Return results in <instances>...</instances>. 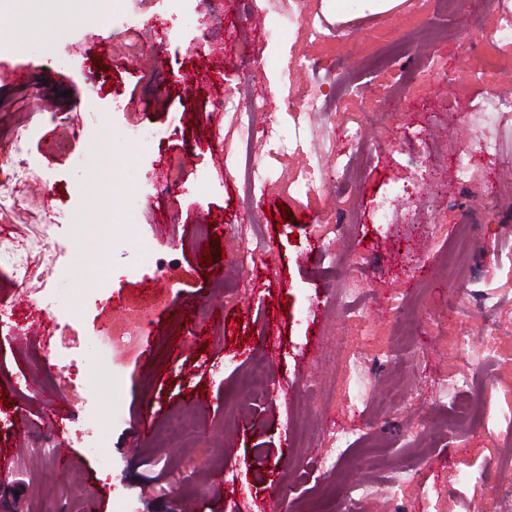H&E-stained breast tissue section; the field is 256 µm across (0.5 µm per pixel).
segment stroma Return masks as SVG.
<instances>
[{
  "label": "stroma",
  "instance_id": "obj_1",
  "mask_svg": "<svg viewBox=\"0 0 512 512\" xmlns=\"http://www.w3.org/2000/svg\"><path fill=\"white\" fill-rule=\"evenodd\" d=\"M327 32L365 51L376 50L386 36L402 53L386 71L363 72L353 59L349 72L364 73L363 103L377 108L367 139L374 153L352 185L339 196H309L293 190L306 157L269 158L270 182L289 185L286 193L259 196L253 212L273 238L268 260L240 272L239 243L229 225L241 223L239 201L243 160L237 120L220 107L224 82L248 69L258 90L266 92L270 111L285 122H299L316 149L326 134L325 115L286 113L284 99L292 83L303 82V54L330 63L328 47H308L299 33L265 40L263 29L298 9L297 0H197L172 13L169 0H124L123 17L114 25L92 20L68 24L66 0H39L38 18L55 20L59 33L49 41L29 35L32 17H9L21 51L0 48V149L15 138L27 142L28 161L0 163V238H10L27 253L36 273L31 282H15L11 267L0 262V303L35 300L50 292L55 311L66 315L78 344L72 351L76 384L88 398L85 408H70L62 429L45 416L64 397L48 364V339L27 334L29 312L19 306L10 336H0V512H235L238 500L265 512H353L348 488L373 480L380 493L375 512H396L407 502L412 512H488L485 488L500 451L512 447V165L479 157L475 180L450 182L451 159L466 141L482 88L464 83V75L486 59H512V41L498 40L497 16L481 0H458L432 43L406 22L408 0L376 14H357L355 0L340 21L327 0H310ZM161 42L163 54H132L125 43ZM252 47L242 59L243 44ZM448 63L447 75H432L420 105L385 102L390 85L403 79L425 53ZM98 96L88 98L89 86ZM428 124L426 144L407 137L409 128ZM164 129L160 142L131 145V125ZM112 143L108 179L94 178L101 134ZM186 158L183 179L193 183L210 175L201 193H171L158 181L169 156ZM430 161L445 186L424 191L420 200L400 201L396 224H371L372 200L392 181L410 182L415 164ZM136 185L139 196L124 193ZM291 218L276 224L281 211ZM345 214L359 232L370 260L359 266L365 280L362 319L345 322L336 305L338 275L323 260L317 225ZM474 222L475 239L461 256L471 276L473 297L485 311L462 303V289L448 280L445 259L456 226ZM212 235H201L203 224ZM137 225L136 234L117 232ZM111 248H103V239ZM62 245L55 265H47L40 243ZM213 263L203 266L205 247ZM112 278L97 291L103 270ZM172 275L164 307L147 319L135 354L113 352L100 329L115 311L133 310L146 292ZM247 275L249 291L233 294L237 277ZM423 289L413 310L396 312L395 296ZM415 336L407 359L416 374L389 360L386 338L393 325ZM494 335H487V326ZM266 367L284 382L280 391L253 399L252 369ZM480 371L476 417L463 431L448 424L449 403L435 389L449 367ZM400 384L411 393V407L390 410L381 398L361 399V382ZM331 398L328 419L350 430L349 443L337 449L344 466L337 474L321 470L326 450L305 440L302 427L318 420L311 395ZM195 414L199 431L189 448H160L157 433L182 410ZM109 423L98 440L95 415ZM150 420V434L137 426ZM425 425L430 462L418 460L404 428ZM59 448L51 468L53 484H43L37 454L42 443ZM157 472L184 466L185 480L170 492L143 490L147 456ZM413 468L412 484H391L388 465ZM235 470L236 497L214 483ZM88 494L74 500L73 487ZM278 499H271V491Z\"/></svg>",
  "mask_w": 512,
  "mask_h": 512
}]
</instances>
